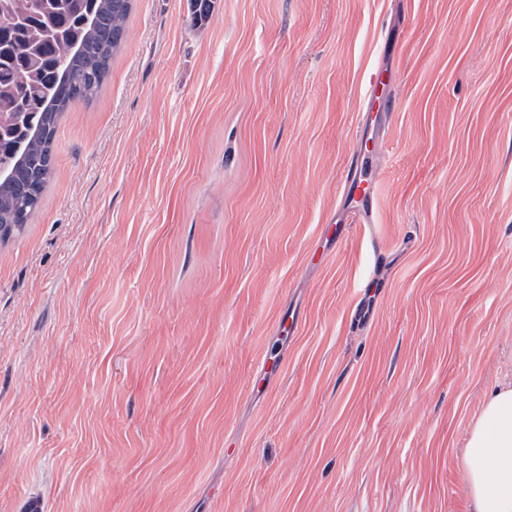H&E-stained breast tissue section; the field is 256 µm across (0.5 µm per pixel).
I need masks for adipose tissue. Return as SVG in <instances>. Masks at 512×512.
I'll return each mask as SVG.
<instances>
[{"label":"adipose tissue","mask_w":512,"mask_h":512,"mask_svg":"<svg viewBox=\"0 0 512 512\" xmlns=\"http://www.w3.org/2000/svg\"><path fill=\"white\" fill-rule=\"evenodd\" d=\"M464 472L471 512H512V384L485 397L466 441Z\"/></svg>","instance_id":"adipose-tissue-1"}]
</instances>
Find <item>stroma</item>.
I'll return each instance as SVG.
<instances>
[{
    "label": "stroma",
    "mask_w": 512,
    "mask_h": 512,
    "mask_svg": "<svg viewBox=\"0 0 512 512\" xmlns=\"http://www.w3.org/2000/svg\"><path fill=\"white\" fill-rule=\"evenodd\" d=\"M189 6L136 0L0 242V512H470L512 382V0ZM377 67L379 221L339 240ZM389 79L381 71H375L370 74L368 81L369 99L368 104L371 102L376 106H380V103H384L389 100L390 96L388 93Z\"/></svg>",
    "instance_id": "stroma-1"
}]
</instances>
